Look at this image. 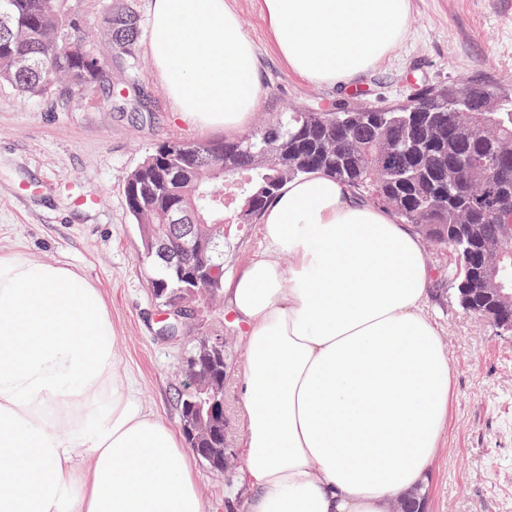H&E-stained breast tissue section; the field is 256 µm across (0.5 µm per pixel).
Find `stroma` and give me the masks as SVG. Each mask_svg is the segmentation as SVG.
I'll list each match as a JSON object with an SVG mask.
<instances>
[{
	"label": "stroma",
	"mask_w": 512,
	"mask_h": 512,
	"mask_svg": "<svg viewBox=\"0 0 512 512\" xmlns=\"http://www.w3.org/2000/svg\"><path fill=\"white\" fill-rule=\"evenodd\" d=\"M253 40L265 89L254 120H274L291 107H337L406 101L417 83L512 81V0H411L408 30L389 56L342 90L304 80L279 57L263 0H232ZM142 103L124 112L99 97L71 112L0 84V252L20 251L84 274L112 313L120 376L132 381L156 421L180 431V374L198 330L225 338L224 417L236 440L243 329L225 310L192 304L196 324L175 340L160 336L161 303L143 259L124 187L130 173L166 138L215 140L176 120L145 63L135 76ZM93 193L94 206L77 204ZM264 249L260 225L248 224L224 251L235 275ZM429 312L443 329L453 373L448 426L431 467L424 512H512V335L464 311L448 275L447 248L429 252ZM206 512H227L228 475L194 460Z\"/></svg>",
	"instance_id": "stroma-1"
}]
</instances>
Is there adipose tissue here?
<instances>
[{
	"mask_svg": "<svg viewBox=\"0 0 512 512\" xmlns=\"http://www.w3.org/2000/svg\"><path fill=\"white\" fill-rule=\"evenodd\" d=\"M299 77L349 88L410 0H264ZM148 52L179 120L233 133L264 94L230 0H151ZM226 290L245 328L236 512H389L426 479L452 372L417 235L320 173L261 218ZM112 314L78 271L0 253V512H205L192 455L117 373Z\"/></svg>",
	"mask_w": 512,
	"mask_h": 512,
	"instance_id": "obj_1",
	"label": "adipose tissue"
}]
</instances>
